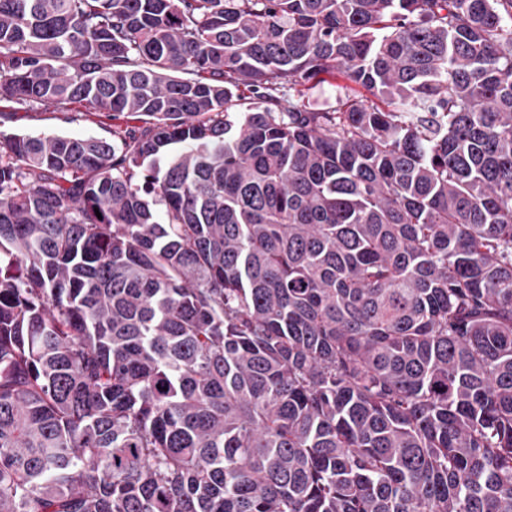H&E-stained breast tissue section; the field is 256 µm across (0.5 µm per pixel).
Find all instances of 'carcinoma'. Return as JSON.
Masks as SVG:
<instances>
[{
    "label": "carcinoma",
    "mask_w": 512,
    "mask_h": 512,
    "mask_svg": "<svg viewBox=\"0 0 512 512\" xmlns=\"http://www.w3.org/2000/svg\"><path fill=\"white\" fill-rule=\"evenodd\" d=\"M2 101L140 125L0 133V512H512V0H0ZM322 78L324 79V82L314 87H297L305 92V101L309 99L311 104L316 108L335 107L337 99L339 97H343L347 92H350V89H355L357 93L364 96L363 98H368L369 100L380 104L378 99L371 96L365 90L357 88L352 84L341 71H336V73L333 74L322 75Z\"/></svg>",
    "instance_id": "carcinoma-1"
}]
</instances>
